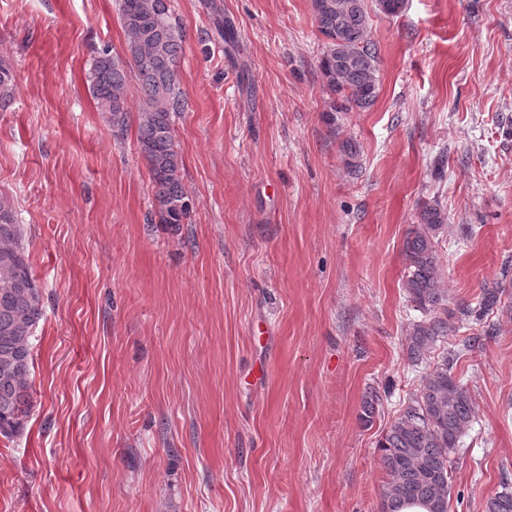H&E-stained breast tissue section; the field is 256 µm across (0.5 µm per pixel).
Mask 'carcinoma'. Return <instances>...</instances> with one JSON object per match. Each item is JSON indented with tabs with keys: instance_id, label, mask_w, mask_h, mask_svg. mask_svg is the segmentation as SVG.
Masks as SVG:
<instances>
[{
	"instance_id": "1",
	"label": "carcinoma",
	"mask_w": 512,
	"mask_h": 512,
	"mask_svg": "<svg viewBox=\"0 0 512 512\" xmlns=\"http://www.w3.org/2000/svg\"><path fill=\"white\" fill-rule=\"evenodd\" d=\"M376 5L380 12L398 16L406 0H376ZM312 10L325 44L320 60L330 92L325 119L334 124L336 113L374 104L380 57L370 37L366 0H312ZM119 19L127 35L124 53L104 50L95 57L88 88L113 129L123 132L136 123L139 153L152 176L158 223L182 224L192 203L182 185L172 115L184 108L179 78L183 35L172 20L170 0H120ZM132 78L141 92L135 114L127 98ZM14 89L11 64L0 55V107L9 105ZM417 219L406 242L403 288L424 319L413 323L405 350L412 363L431 362L433 367L378 441L387 474L382 512H398L406 501H421L430 512H448L452 455L472 422L473 401L453 374L448 356L436 360L433 352L465 325L482 321L504 293L498 285L487 286L476 305L448 309L435 245L445 213L438 203L423 202ZM41 315L39 287L21 246V224L11 202L0 197V436L6 439L22 432L33 407L31 337ZM381 400L379 389L367 393L364 421H370ZM486 512H512V490L505 486L489 498Z\"/></svg>"
}]
</instances>
